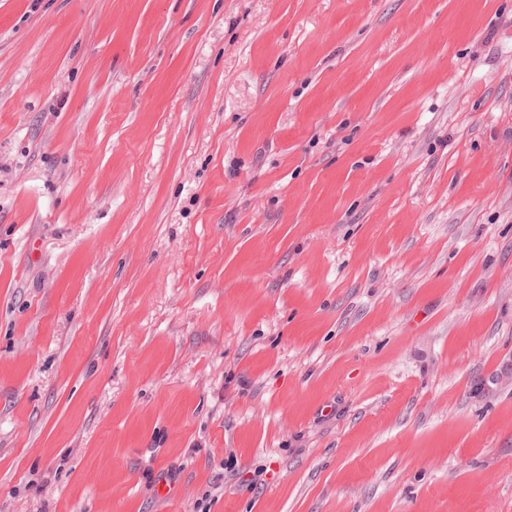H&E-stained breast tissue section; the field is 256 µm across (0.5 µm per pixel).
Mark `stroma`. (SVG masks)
I'll use <instances>...</instances> for the list:
<instances>
[{
    "instance_id": "35a3bbf8",
    "label": "stroma",
    "mask_w": 512,
    "mask_h": 512,
    "mask_svg": "<svg viewBox=\"0 0 512 512\" xmlns=\"http://www.w3.org/2000/svg\"><path fill=\"white\" fill-rule=\"evenodd\" d=\"M511 354L512 0H0V512H512Z\"/></svg>"
}]
</instances>
